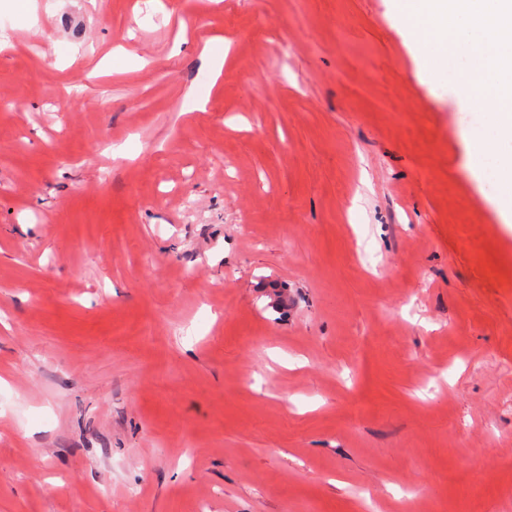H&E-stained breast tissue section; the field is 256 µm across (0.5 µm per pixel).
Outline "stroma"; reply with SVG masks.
<instances>
[{
	"label": "stroma",
	"mask_w": 512,
	"mask_h": 512,
	"mask_svg": "<svg viewBox=\"0 0 512 512\" xmlns=\"http://www.w3.org/2000/svg\"><path fill=\"white\" fill-rule=\"evenodd\" d=\"M0 19V512H512V226L391 0Z\"/></svg>",
	"instance_id": "stroma-1"
}]
</instances>
